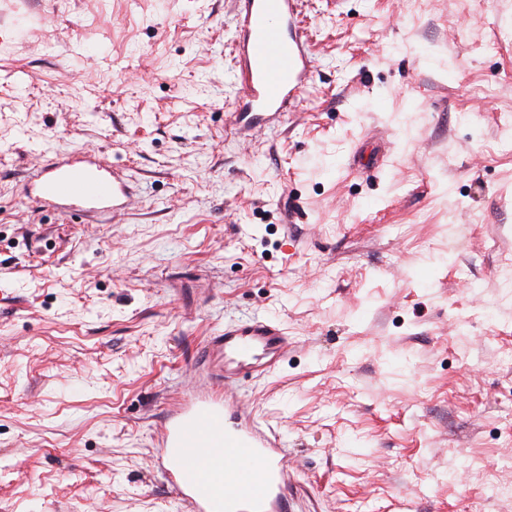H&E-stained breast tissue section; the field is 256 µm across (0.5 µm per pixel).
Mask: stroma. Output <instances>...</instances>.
I'll use <instances>...</instances> for the list:
<instances>
[{
    "instance_id": "35a3bbf8",
    "label": "stroma",
    "mask_w": 512,
    "mask_h": 512,
    "mask_svg": "<svg viewBox=\"0 0 512 512\" xmlns=\"http://www.w3.org/2000/svg\"><path fill=\"white\" fill-rule=\"evenodd\" d=\"M0 0V512H186L157 469L202 351L263 315L240 381L294 512H512V0H301L297 107L242 105L236 0ZM384 142L378 170L354 165ZM98 149L119 218L29 170Z\"/></svg>"
}]
</instances>
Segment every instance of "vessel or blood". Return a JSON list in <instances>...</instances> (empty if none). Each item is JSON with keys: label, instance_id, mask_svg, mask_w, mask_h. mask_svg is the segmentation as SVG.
<instances>
[{"label": "vessel or blood", "instance_id": "vessel-or-blood-1", "mask_svg": "<svg viewBox=\"0 0 512 512\" xmlns=\"http://www.w3.org/2000/svg\"><path fill=\"white\" fill-rule=\"evenodd\" d=\"M244 20L237 54L244 109L280 115L308 87L312 60L297 23L299 0H237ZM31 202L69 215H120L131 199L126 179L100 154L60 155L34 170ZM282 323L254 318L225 326L207 342L217 387L189 391L158 440V462L187 512H292L282 436L246 412L222 385L274 371L295 348Z\"/></svg>", "mask_w": 512, "mask_h": 512}]
</instances>
